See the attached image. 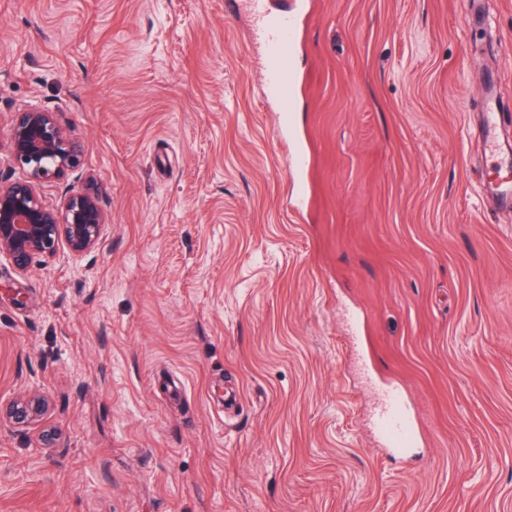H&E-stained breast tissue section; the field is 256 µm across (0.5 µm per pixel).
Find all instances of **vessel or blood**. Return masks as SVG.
<instances>
[{
  "label": "vessel or blood",
  "instance_id": "obj_1",
  "mask_svg": "<svg viewBox=\"0 0 512 512\" xmlns=\"http://www.w3.org/2000/svg\"><path fill=\"white\" fill-rule=\"evenodd\" d=\"M252 15V31L264 60L263 91L267 103L288 111L294 86L290 65L296 45L300 18L289 11H274L268 0H248ZM278 138L288 145L289 166L295 174H303L307 156L295 139L288 121H280ZM374 428L390 454L407 455L417 440V432L407 408L402 388L389 385L382 392L381 403L373 420Z\"/></svg>",
  "mask_w": 512,
  "mask_h": 512
}]
</instances>
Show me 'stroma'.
<instances>
[{
	"label": "stroma",
	"mask_w": 512,
	"mask_h": 512,
	"mask_svg": "<svg viewBox=\"0 0 512 512\" xmlns=\"http://www.w3.org/2000/svg\"><path fill=\"white\" fill-rule=\"evenodd\" d=\"M273 2L300 14L299 181L224 0H0V180L18 112L55 113L83 153L44 204L108 217L88 254H0V512H512V211L483 193L512 0L468 26L461 0ZM487 112H483L480 129L478 130L479 136L486 142L490 139H495L497 130L498 117L500 112L498 110V103L492 95L487 99ZM373 424L383 446L392 455H407L417 440L415 424L399 386L384 388ZM45 408V399L33 394L18 399L12 406L8 417L16 424H28L41 416Z\"/></svg>",
	"instance_id": "stroma-1"
}]
</instances>
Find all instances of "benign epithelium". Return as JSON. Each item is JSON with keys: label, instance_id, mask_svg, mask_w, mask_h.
Listing matches in <instances>:
<instances>
[{"label": "benign epithelium", "instance_id": "1", "mask_svg": "<svg viewBox=\"0 0 512 512\" xmlns=\"http://www.w3.org/2000/svg\"><path fill=\"white\" fill-rule=\"evenodd\" d=\"M11 150L26 179L0 184V253L24 271L36 257L55 255L62 240L74 255L94 249L106 224L95 195L71 193L54 210L43 204L38 192L43 183L59 179L79 165V142L54 113L25 109L16 118ZM45 408V399L33 394L18 399L9 418L16 424H28Z\"/></svg>", "mask_w": 512, "mask_h": 512}]
</instances>
